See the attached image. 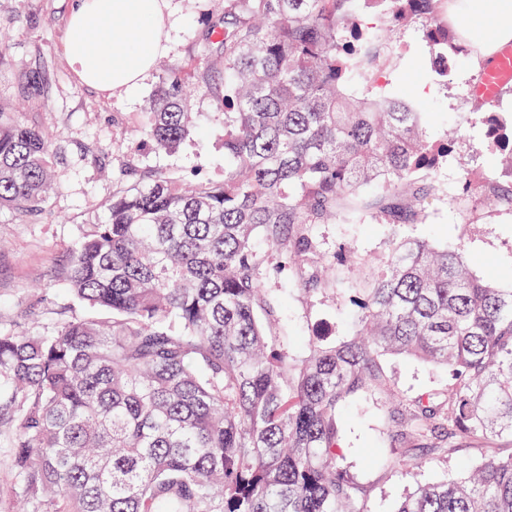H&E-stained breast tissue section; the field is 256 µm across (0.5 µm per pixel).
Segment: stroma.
<instances>
[{
	"label": "stroma",
	"mask_w": 512,
	"mask_h": 512,
	"mask_svg": "<svg viewBox=\"0 0 512 512\" xmlns=\"http://www.w3.org/2000/svg\"><path fill=\"white\" fill-rule=\"evenodd\" d=\"M70 0H0V102L12 105L20 119L47 131L57 148L61 174L45 214L30 222L0 215V324L21 322L40 330L83 308L66 288L63 276L71 252L87 225L104 220L120 169L162 170L183 183L224 177V63L209 46L224 26V0H169L170 43L149 79L127 97L84 86L63 53ZM382 70L361 86L365 92L402 98L424 110L423 124L435 140L455 131L448 161L435 178V191L421 224L390 232L371 214L361 223L318 224L310 228L317 251L347 254L335 286L311 295L306 268L288 264L265 240H257V279L266 295L283 303L281 325L294 358L306 355L316 335L344 338L352 306L347 289L364 287L377 266L385 264L393 235L425 237L438 245L461 247L473 274L512 286V213L487 212L481 200L462 207L465 172L489 170L502 187L512 186V169L488 167L485 128L471 93L485 66L461 55L448 76L435 72L419 23L397 28ZM49 60L47 97L22 94L21 79ZM184 67L210 70L206 83H195L191 109L198 126L174 152L155 150L141 133L142 111L155 93L163 70ZM387 387L402 402L423 392L447 395L448 374L418 360L390 356L382 361ZM344 466L366 490V512H392L416 485L451 478L477 465L484 456L512 454V444L489 440L459 442L444 453L424 451L425 466L414 474L396 462L403 446L395 441L383 398L369 392L345 405L339 424Z\"/></svg>",
	"instance_id": "1"
}]
</instances>
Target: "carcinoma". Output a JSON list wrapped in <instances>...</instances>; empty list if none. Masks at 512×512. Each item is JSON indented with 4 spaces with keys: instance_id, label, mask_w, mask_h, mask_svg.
I'll return each mask as SVG.
<instances>
[{
    "instance_id": "carcinoma-1",
    "label": "carcinoma",
    "mask_w": 512,
    "mask_h": 512,
    "mask_svg": "<svg viewBox=\"0 0 512 512\" xmlns=\"http://www.w3.org/2000/svg\"><path fill=\"white\" fill-rule=\"evenodd\" d=\"M440 2L224 0V179L183 187L153 172L113 191L66 271L98 313L0 329V427L15 428L29 512H365L337 448L339 414L382 389L387 356L448 371L445 399L393 408L421 448L512 439V288L474 275L461 248L396 240L353 299L356 332L316 336L300 360L273 339L283 304L255 275L259 234L309 262L314 293L343 257L316 254L305 227L366 211L392 228L424 223L455 133L433 141L417 106L354 88L414 17L448 73L464 48ZM48 70L22 92L47 96ZM482 114L512 163V117L490 102ZM195 127L186 82L163 75L142 133L167 151ZM54 160L50 135L1 106L0 213L43 214ZM463 189L512 212V187L485 174L464 173ZM393 512H512V454L418 485Z\"/></svg>"
}]
</instances>
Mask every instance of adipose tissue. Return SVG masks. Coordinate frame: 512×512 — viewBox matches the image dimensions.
Here are the masks:
<instances>
[{"label": "adipose tissue", "mask_w": 512, "mask_h": 512, "mask_svg": "<svg viewBox=\"0 0 512 512\" xmlns=\"http://www.w3.org/2000/svg\"><path fill=\"white\" fill-rule=\"evenodd\" d=\"M168 0H72L64 55L80 80L113 96L136 91L169 48ZM448 22L475 58L512 43V0H448Z\"/></svg>", "instance_id": "obj_1"}]
</instances>
